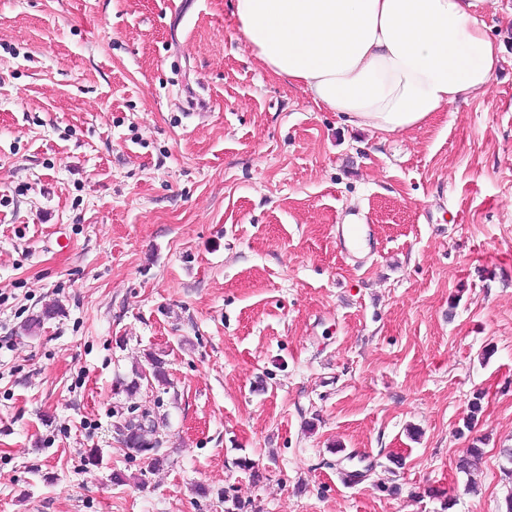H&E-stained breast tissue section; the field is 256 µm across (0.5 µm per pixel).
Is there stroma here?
<instances>
[{"mask_svg": "<svg viewBox=\"0 0 512 512\" xmlns=\"http://www.w3.org/2000/svg\"><path fill=\"white\" fill-rule=\"evenodd\" d=\"M231 11L0 0V512H501L512 0L489 94L394 134L259 67ZM352 214L379 254L341 255ZM151 353L170 387L120 392ZM144 405L160 469L117 441Z\"/></svg>", "mask_w": 512, "mask_h": 512, "instance_id": "obj_1", "label": "stroma"}]
</instances>
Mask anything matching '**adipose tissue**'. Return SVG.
I'll use <instances>...</instances> for the list:
<instances>
[{"instance_id":"adipose-tissue-1","label":"adipose tissue","mask_w":512,"mask_h":512,"mask_svg":"<svg viewBox=\"0 0 512 512\" xmlns=\"http://www.w3.org/2000/svg\"><path fill=\"white\" fill-rule=\"evenodd\" d=\"M481 0H233L256 61L358 127L392 134L488 94L504 57Z\"/></svg>"}]
</instances>
